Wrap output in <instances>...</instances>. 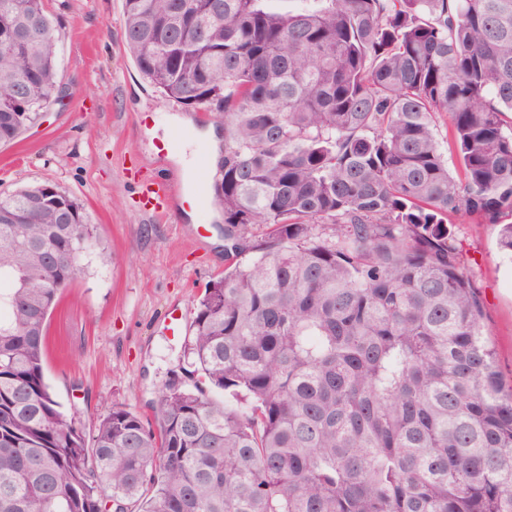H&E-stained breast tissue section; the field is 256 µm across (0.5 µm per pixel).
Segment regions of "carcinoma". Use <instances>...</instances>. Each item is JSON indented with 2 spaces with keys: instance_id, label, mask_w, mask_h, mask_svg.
<instances>
[{
  "instance_id": "carcinoma-1",
  "label": "carcinoma",
  "mask_w": 512,
  "mask_h": 512,
  "mask_svg": "<svg viewBox=\"0 0 512 512\" xmlns=\"http://www.w3.org/2000/svg\"><path fill=\"white\" fill-rule=\"evenodd\" d=\"M197 2L188 36L181 0H124L123 37L222 106L224 275L154 426L116 405L88 436L44 353L94 225L0 194V512H512V388L451 244L481 214L512 257V0ZM60 86L43 0H0V142Z\"/></svg>"
}]
</instances>
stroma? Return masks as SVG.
Returning a JSON list of instances; mask_svg holds the SVG:
<instances>
[{
	"instance_id": "35a3bbf8",
	"label": "stroma",
	"mask_w": 512,
	"mask_h": 512,
	"mask_svg": "<svg viewBox=\"0 0 512 512\" xmlns=\"http://www.w3.org/2000/svg\"><path fill=\"white\" fill-rule=\"evenodd\" d=\"M58 45L63 103L0 144V193L52 184L80 201L94 239L79 277L48 318L45 375L63 410L84 431L120 405L152 424V406L182 337L163 321L177 310L193 322L205 285L224 272L222 164L201 132L224 133L218 101L184 107L139 72L123 37V0H46ZM181 146L158 151L172 128ZM204 163V207L174 199L164 217L144 207L145 186L191 188L183 160ZM497 228L470 219L454 227L483 305L498 369L512 384V262L496 247Z\"/></svg>"
}]
</instances>
